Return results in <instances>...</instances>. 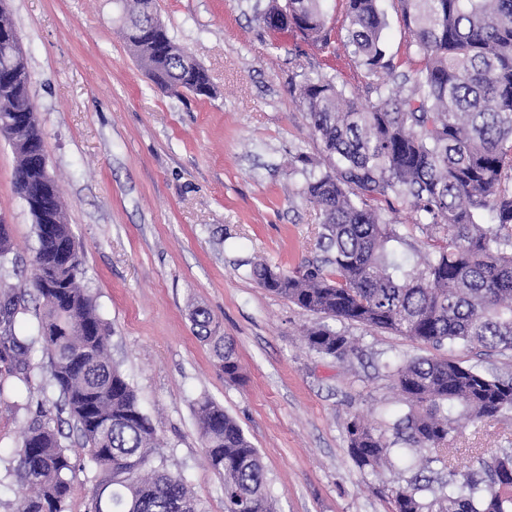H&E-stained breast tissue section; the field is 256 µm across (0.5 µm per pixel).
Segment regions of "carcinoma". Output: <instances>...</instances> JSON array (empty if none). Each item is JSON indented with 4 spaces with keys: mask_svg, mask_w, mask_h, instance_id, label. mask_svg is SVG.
Listing matches in <instances>:
<instances>
[{
    "mask_svg": "<svg viewBox=\"0 0 512 512\" xmlns=\"http://www.w3.org/2000/svg\"><path fill=\"white\" fill-rule=\"evenodd\" d=\"M409 50L420 66L395 74L383 37L379 0H345L344 45L375 78L365 101L349 97L333 78L306 80L301 104L325 153V168L303 170V197L321 211L318 246L327 253L303 273L264 263L251 269L258 285L300 308L341 323L389 330L416 341L512 350V0H398ZM150 0H117L114 22L137 62L162 90L213 95L204 67L149 18ZM274 34L297 30L327 43L323 0H269L256 15ZM27 61L0 67V115L15 123L16 190H40L32 167L44 152L43 131L30 95ZM389 196L420 214L431 250L412 259L396 225L371 205ZM52 232L33 215L37 247L32 266L44 271L66 253L67 288L33 278L34 327L24 301L0 290V362L16 379L0 382V398L30 409L34 344L49 358L50 379L76 423L90 460L102 472L94 512H204L186 477L165 467L158 432L138 396L112 363L109 330L81 287L82 260L72 250L60 191L49 193ZM226 380H240L233 344L211 313L190 312ZM315 352L345 359L353 346L326 325L306 331ZM406 412L391 424L393 438L358 419L349 421V454L361 470L415 456L430 471L448 472L435 485L412 480L391 489L392 512H512V486L481 472L512 470V453L463 454L449 435L461 410L469 420L512 413V378L489 375L453 359L415 357L388 364ZM205 458L224 481V512H277L266 467L239 423L208 397L196 402ZM75 468L59 429L39 408L27 422L0 485L19 487L15 512H66Z\"/></svg>",
    "mask_w": 512,
    "mask_h": 512,
    "instance_id": "carcinoma-1",
    "label": "carcinoma"
}]
</instances>
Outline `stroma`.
I'll list each match as a JSON object with an SVG mask.
<instances>
[{
	"label": "stroma",
	"instance_id": "1",
	"mask_svg": "<svg viewBox=\"0 0 512 512\" xmlns=\"http://www.w3.org/2000/svg\"><path fill=\"white\" fill-rule=\"evenodd\" d=\"M268 0H154L169 33L209 72L216 93L159 89L112 21L111 0H0L31 73L49 171L82 255V286L110 328L112 360L155 425L168 469L205 512H224L221 478L204 456L194 403L224 407L259 449L281 512H389L402 467L360 470L346 424L384 428L401 404L383 364L450 358L512 377V352L432 347L353 324L339 361L311 350L321 316L260 288L263 261L283 271L321 259L318 209L300 194L303 158L323 160L300 104L323 73L347 96L370 97L371 77L343 42V0H325L327 45L272 34L256 19ZM16 155L0 137V218L12 251L0 288L34 300L33 218L14 187ZM417 254L431 241L413 209L375 200ZM207 307L234 344L243 379L225 380L189 318ZM62 445L75 469L66 512H89L100 473L70 419ZM457 448L512 451V414L461 421Z\"/></svg>",
	"mask_w": 512,
	"mask_h": 512
}]
</instances>
